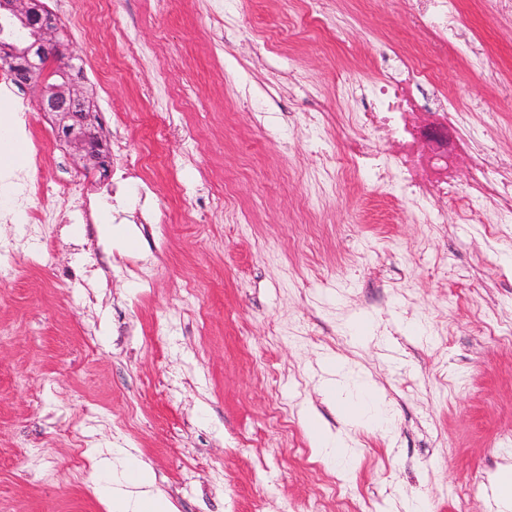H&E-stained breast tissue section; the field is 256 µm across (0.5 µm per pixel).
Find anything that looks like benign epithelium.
I'll use <instances>...</instances> for the list:
<instances>
[{
    "instance_id": "benign-epithelium-1",
    "label": "benign epithelium",
    "mask_w": 512,
    "mask_h": 512,
    "mask_svg": "<svg viewBox=\"0 0 512 512\" xmlns=\"http://www.w3.org/2000/svg\"><path fill=\"white\" fill-rule=\"evenodd\" d=\"M0 26L17 34L0 40V59L12 66L19 85L39 86V110L54 116L57 138L85 167H101L102 142L92 131L93 112L80 90L83 69L60 50L56 17L43 0H0Z\"/></svg>"
}]
</instances>
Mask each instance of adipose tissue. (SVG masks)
I'll list each match as a JSON object with an SVG mask.
<instances>
[{
  "instance_id": "ef3b65f1",
  "label": "adipose tissue",
  "mask_w": 512,
  "mask_h": 512,
  "mask_svg": "<svg viewBox=\"0 0 512 512\" xmlns=\"http://www.w3.org/2000/svg\"><path fill=\"white\" fill-rule=\"evenodd\" d=\"M24 128L11 114L0 116V181H9L19 167L18 146L23 143ZM336 403L341 429L332 430L316 411H307L302 419L316 451L322 456L350 467L354 454L345 436L346 428L385 425L389 415L381 408L379 389L366 382L354 391L334 388L329 392ZM92 466L98 470L121 469L123 480L115 488L93 487L102 512H175L170 498L161 491L148 463L127 456L113 455L111 450L98 449L92 455Z\"/></svg>"
}]
</instances>
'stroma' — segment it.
Listing matches in <instances>:
<instances>
[{
  "label": "stroma",
  "mask_w": 512,
  "mask_h": 512,
  "mask_svg": "<svg viewBox=\"0 0 512 512\" xmlns=\"http://www.w3.org/2000/svg\"><path fill=\"white\" fill-rule=\"evenodd\" d=\"M103 155L158 158L113 183L61 143L37 93L19 172L42 185L36 248L0 254V512H101L96 448L147 461L178 512H498L512 464V223L475 181L512 168V17L461 6L493 65L442 62L466 109L403 115L407 142L365 120L348 83L396 73L426 32L407 0H330L334 25L294 36L280 0H122L69 15ZM140 50H123L121 36ZM369 144L410 165L403 195L338 160ZM154 185L141 201V179ZM131 225L118 252L69 224L57 183ZM457 192L446 197L442 181ZM167 213L148 224L151 210ZM371 378L391 422L352 431L350 473L302 425L326 359Z\"/></svg>",
  "instance_id": "1"
}]
</instances>
